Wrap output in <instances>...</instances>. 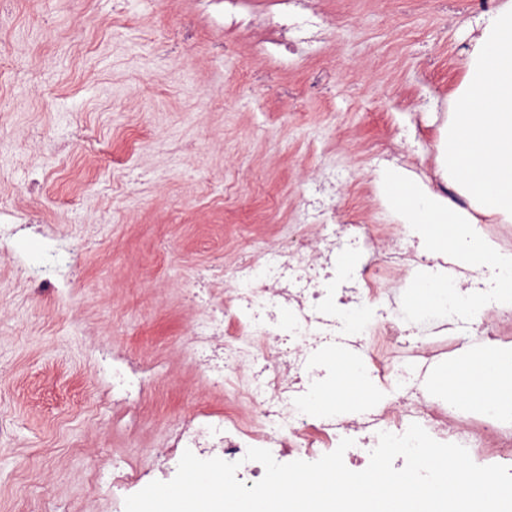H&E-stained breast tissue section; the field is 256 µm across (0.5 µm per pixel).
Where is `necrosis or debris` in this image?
<instances>
[{
    "mask_svg": "<svg viewBox=\"0 0 512 512\" xmlns=\"http://www.w3.org/2000/svg\"><path fill=\"white\" fill-rule=\"evenodd\" d=\"M376 237L368 225L351 222L326 226L323 232L287 236L270 256H240L234 285L198 313L183 350L188 363L207 385L219 389L232 411L197 412L167 437L161 456L188 449L217 457L236 456L259 442H273L311 459L335 447L350 431L373 437L416 423L470 455L512 462V427L491 420L459 426L451 410L426 401L410 370L426 372L437 357L456 349L461 335L483 341L504 338L497 320L469 319L448 324L428 316L406 318L400 297L421 258L396 248L365 266L343 284H335L336 256L344 247L371 249ZM85 250L82 238L46 250L23 273L37 289L59 290ZM368 311L375 337L352 328L341 309ZM366 350L383 382L395 384L394 398L358 420L320 415L307 424L302 408L316 382L311 357L336 346ZM106 396L136 414L154 387L156 367L131 354L115 351Z\"/></svg>",
    "mask_w": 512,
    "mask_h": 512,
    "instance_id": "obj_1",
    "label": "necrosis or debris"
}]
</instances>
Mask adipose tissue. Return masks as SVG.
<instances>
[{
    "instance_id": "obj_1",
    "label": "adipose tissue",
    "mask_w": 512,
    "mask_h": 512,
    "mask_svg": "<svg viewBox=\"0 0 512 512\" xmlns=\"http://www.w3.org/2000/svg\"><path fill=\"white\" fill-rule=\"evenodd\" d=\"M475 28L464 78L453 93L451 118L439 144L446 155L441 179L453 186L455 197L398 168L380 172L376 184L394 221L410 225L415 232L435 226V234L425 240L430 249L455 246L454 258L464 268L492 259L507 280L503 290L488 293L479 302L463 299L451 282L432 280L425 299L411 304L408 313L413 318L429 311L480 318L492 307L512 306V251L483 238L474 217L480 210L512 222V0H502L478 16ZM459 195L466 206L456 203ZM360 383L359 365L337 356L335 383L314 388L311 406L319 412L345 413L349 404L342 392L359 388ZM439 386L489 415L512 408V357L486 353L475 364L449 366Z\"/></svg>"
}]
</instances>
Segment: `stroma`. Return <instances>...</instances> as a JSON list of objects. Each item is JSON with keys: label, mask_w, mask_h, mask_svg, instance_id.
Instances as JSON below:
<instances>
[{"label": "stroma", "mask_w": 512, "mask_h": 512, "mask_svg": "<svg viewBox=\"0 0 512 512\" xmlns=\"http://www.w3.org/2000/svg\"><path fill=\"white\" fill-rule=\"evenodd\" d=\"M329 27L316 52L269 58L255 28L225 33L206 0H0V209L24 229L0 246V512L85 495L99 451L130 456L139 486L174 478L153 457L170 427L223 411L186 363L183 289L235 241L270 253L327 168L332 202L376 225L363 264L402 244L377 197L397 167L442 189L438 143L474 36L471 0H309ZM91 130L94 161L78 142ZM43 185L41 198L25 187ZM94 239L67 299L16 285L52 237ZM117 349L166 371L138 432L98 405L97 359Z\"/></svg>", "instance_id": "1"}]
</instances>
